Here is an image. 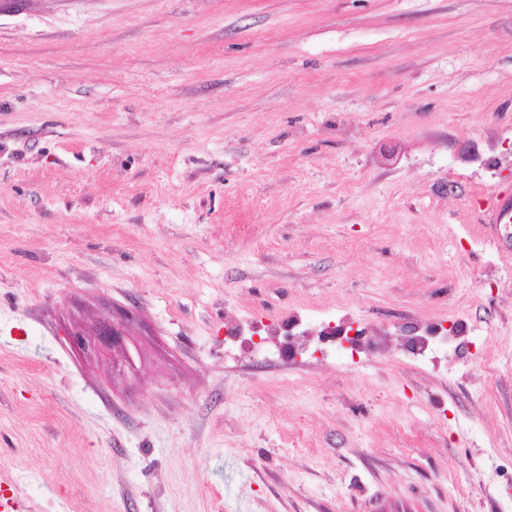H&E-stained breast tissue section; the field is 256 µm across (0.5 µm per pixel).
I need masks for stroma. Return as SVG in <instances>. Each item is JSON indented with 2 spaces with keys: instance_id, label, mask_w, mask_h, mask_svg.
<instances>
[{
  "instance_id": "1",
  "label": "stroma",
  "mask_w": 512,
  "mask_h": 512,
  "mask_svg": "<svg viewBox=\"0 0 512 512\" xmlns=\"http://www.w3.org/2000/svg\"><path fill=\"white\" fill-rule=\"evenodd\" d=\"M503 193L512 0H0L10 512H512ZM293 312L471 344L224 337ZM482 224H511L512 202L501 197L491 198L482 208L479 217ZM124 333L119 322L113 319L104 322L98 329L97 336L86 338L79 334L72 335V342L86 352L97 351L101 348L122 346ZM268 327V324H265L263 321H261V323L255 321H238L234 326V329H236L238 332L228 336H241V334L245 331L250 332L251 336L258 335L260 341L257 343L252 342V345L255 355L262 357L264 353V344H268L275 334V331L269 330ZM262 331L266 332V336L262 337ZM399 331L400 335L398 336H401L402 345L409 353L423 355L430 351L433 354H439L440 357H433V363L441 362V359L447 362L452 358L457 333L452 335L443 325L432 329L424 323L413 327L401 324Z\"/></svg>"
}]
</instances>
